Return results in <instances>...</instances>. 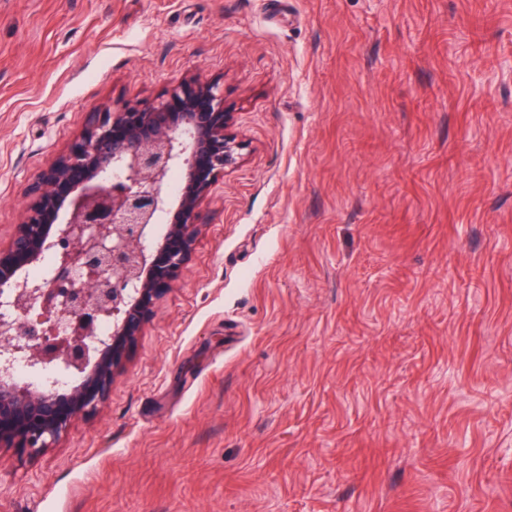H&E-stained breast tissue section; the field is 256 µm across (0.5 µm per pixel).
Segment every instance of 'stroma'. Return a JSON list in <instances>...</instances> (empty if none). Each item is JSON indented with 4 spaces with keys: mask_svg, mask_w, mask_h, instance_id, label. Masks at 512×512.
Returning a JSON list of instances; mask_svg holds the SVG:
<instances>
[{
    "mask_svg": "<svg viewBox=\"0 0 512 512\" xmlns=\"http://www.w3.org/2000/svg\"><path fill=\"white\" fill-rule=\"evenodd\" d=\"M191 76L242 161L0 512H512V0H0V245Z\"/></svg>",
    "mask_w": 512,
    "mask_h": 512,
    "instance_id": "1",
    "label": "stroma"
}]
</instances>
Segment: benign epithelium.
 <instances>
[{
  "instance_id": "benign-epithelium-1",
  "label": "benign epithelium",
  "mask_w": 512,
  "mask_h": 512,
  "mask_svg": "<svg viewBox=\"0 0 512 512\" xmlns=\"http://www.w3.org/2000/svg\"><path fill=\"white\" fill-rule=\"evenodd\" d=\"M229 120L224 92L191 77L143 105L95 113L52 161L0 246V448L36 456L74 416L105 405L154 303L189 259L198 209L240 162ZM172 170L183 176L179 194L168 192ZM48 255L53 278H28ZM19 362L69 376V392L15 380Z\"/></svg>"
}]
</instances>
